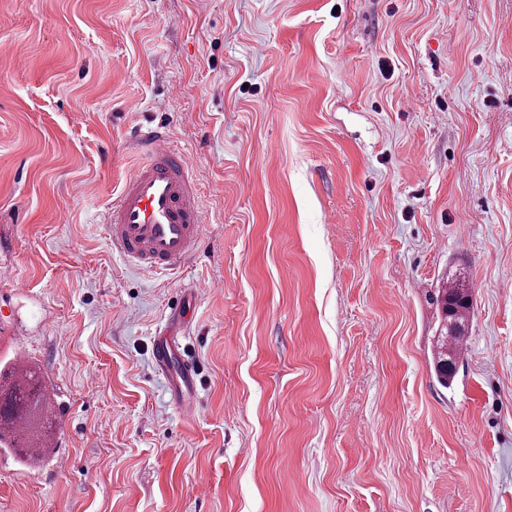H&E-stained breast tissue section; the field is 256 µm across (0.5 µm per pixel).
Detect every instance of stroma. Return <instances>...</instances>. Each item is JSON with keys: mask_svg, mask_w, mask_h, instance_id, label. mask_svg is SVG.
Wrapping results in <instances>:
<instances>
[{"mask_svg": "<svg viewBox=\"0 0 512 512\" xmlns=\"http://www.w3.org/2000/svg\"><path fill=\"white\" fill-rule=\"evenodd\" d=\"M148 122L208 215L169 274L102 222ZM0 240L58 438L0 449V512H512V0H0ZM188 287L190 417L153 362ZM432 300L438 310L439 321L434 336V374L442 387L450 388L455 377L456 358L460 356L467 336L473 309L472 294L466 280L448 278Z\"/></svg>", "mask_w": 512, "mask_h": 512, "instance_id": "1", "label": "stroma"}]
</instances>
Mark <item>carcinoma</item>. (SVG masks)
<instances>
[{"label":"carcinoma","instance_id":"carcinoma-1","mask_svg":"<svg viewBox=\"0 0 512 512\" xmlns=\"http://www.w3.org/2000/svg\"><path fill=\"white\" fill-rule=\"evenodd\" d=\"M432 300L439 321L434 374L442 387L449 388L467 336L472 294L466 281L450 278ZM51 417V392L40 373L27 364H0V448H18L30 464H39L50 441Z\"/></svg>","mask_w":512,"mask_h":512}]
</instances>
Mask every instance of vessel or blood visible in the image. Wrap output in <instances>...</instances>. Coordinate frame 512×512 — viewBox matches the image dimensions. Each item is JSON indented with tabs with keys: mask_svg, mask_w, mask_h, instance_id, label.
<instances>
[{
	"mask_svg": "<svg viewBox=\"0 0 512 512\" xmlns=\"http://www.w3.org/2000/svg\"><path fill=\"white\" fill-rule=\"evenodd\" d=\"M137 145L146 161L123 184L105 216L112 250L144 274L174 270L198 254L206 217L185 156L169 135L149 128L139 133ZM177 346L176 336L164 335L153 357L178 393L179 409L189 415L195 409L196 370L187 361L173 367Z\"/></svg>",
	"mask_w": 512,
	"mask_h": 512,
	"instance_id": "obj_1",
	"label": "vessel or blood"
}]
</instances>
